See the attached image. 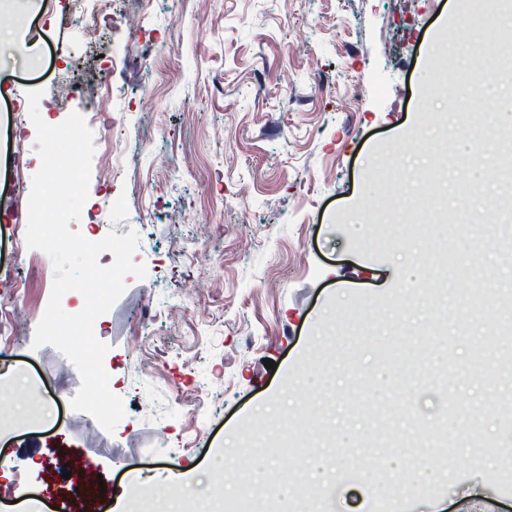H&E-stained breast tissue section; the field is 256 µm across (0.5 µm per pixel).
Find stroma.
<instances>
[{
	"label": "stroma",
	"instance_id": "1",
	"mask_svg": "<svg viewBox=\"0 0 512 512\" xmlns=\"http://www.w3.org/2000/svg\"><path fill=\"white\" fill-rule=\"evenodd\" d=\"M78 7L98 4L0 0V24L20 29L0 45V303L29 283L18 354L0 356V413L44 418L0 437L17 512L35 499L40 512H89L125 473L169 462L201 502L264 478L301 491L318 460L330 512H392L375 467L410 469L440 439L448 479L410 484L403 512H512V468L482 448L512 436V252L477 233H512V183L484 178L499 144L472 167L457 135L471 112L512 128V79L493 75L481 97L461 80L512 21L485 27L461 0H187L180 18L158 0L132 34L139 2L116 0L90 38L71 21ZM158 39L164 53L144 56ZM32 89L53 123L97 116L71 229L139 236L146 276L99 318L128 408L110 433L60 400L81 385L72 362L33 344L50 258L13 259L12 158L28 159L27 183L41 165ZM121 113L131 152L110 156L99 141ZM111 162L138 166L139 182L100 180ZM448 224L471 232L443 239ZM188 240L202 256L181 253ZM488 278L497 324L466 305ZM175 393L200 410H166Z\"/></svg>",
	"mask_w": 512,
	"mask_h": 512
}]
</instances>
